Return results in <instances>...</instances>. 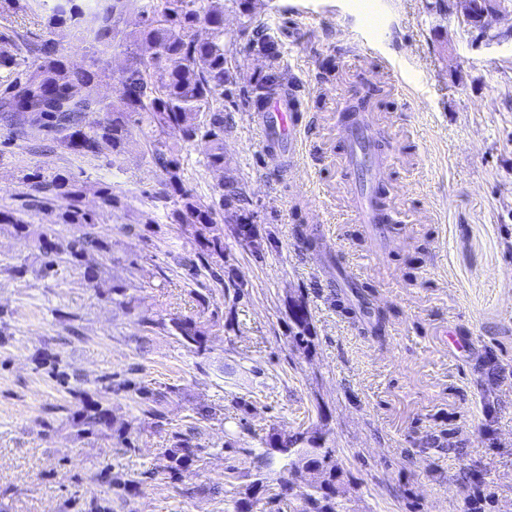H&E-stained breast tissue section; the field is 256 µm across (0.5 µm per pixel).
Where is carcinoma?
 <instances>
[{
    "label": "carcinoma",
    "mask_w": 512,
    "mask_h": 512,
    "mask_svg": "<svg viewBox=\"0 0 512 512\" xmlns=\"http://www.w3.org/2000/svg\"><path fill=\"white\" fill-rule=\"evenodd\" d=\"M48 27L66 26L87 38L95 51L85 67L68 64L59 44L52 38L30 41L16 29L0 30V70L12 79L0 90V121L6 134L3 144L36 130L50 144L80 158H112L118 161L138 134L144 141V155L163 175L156 199L171 206L168 218L191 230L196 262L205 269L224 260V225H233L235 234L254 250L262 248L255 230V213L247 206L245 183L235 174L224 153V137L231 127L224 116V97L240 91L255 112L262 110L274 94L288 91V78L276 67L281 59L278 41L265 31L243 26L239 36H248L247 49L268 59L273 67L259 79L241 84V73L232 46L235 37L224 30V9L217 0H50ZM136 16V28L127 33L120 23ZM93 26H85L86 17ZM144 44L149 54L139 52ZM126 46L129 63L118 77L119 95L112 101L99 96L97 80L105 72L104 56L114 46ZM32 54L36 63L18 69V55ZM202 143L205 166L222 173L217 190L208 198L198 195L182 179L180 153ZM26 201L14 211L0 212V224L11 228L14 237L36 249L41 258L40 273L50 275L60 262L80 270L83 281L99 290L108 300L128 305L127 289L102 283L100 268L87 263L97 254L112 258V241L100 237L94 228L102 213L116 209L121 199L109 186L97 190L98 209L86 208L83 186L73 174L48 173L35 169L24 176ZM63 197L67 206L56 215L55 223L71 226L67 243L57 242L54 230L19 217L31 208ZM291 339L298 348L313 342L308 312L302 301L289 307ZM151 326L168 332L189 350L202 353L208 342L207 328L191 317H160ZM37 367L44 368L62 383L69 375L60 369L58 357L42 353ZM104 393L133 392L157 405L167 391L149 389L140 382L116 383L112 375L99 379ZM79 405L68 410L66 421L78 439H115L133 447V426L120 423L112 408L87 392L79 394ZM196 428L171 432L169 444L159 457L164 464L151 475L159 480L182 482L192 474L202 448L195 443ZM258 460L269 465L282 462L288 478L281 479L270 497L272 503L295 498L304 500V512H342L338 498L343 495L342 470L336 449L328 448L321 435L288 437L274 433L265 441ZM90 481L106 488L110 497L92 503L90 512H112V498L126 500L140 493V483L112 473L103 466ZM263 485L255 483L250 493L234 501L233 512H253Z\"/></svg>",
    "instance_id": "carcinoma-1"
}]
</instances>
